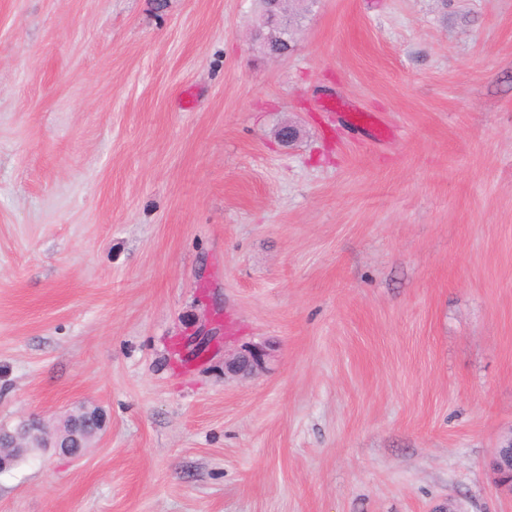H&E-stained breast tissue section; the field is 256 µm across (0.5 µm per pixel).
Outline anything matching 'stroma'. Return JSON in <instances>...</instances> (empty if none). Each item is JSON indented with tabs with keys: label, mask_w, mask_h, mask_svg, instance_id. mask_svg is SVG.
I'll return each instance as SVG.
<instances>
[{
	"label": "stroma",
	"mask_w": 512,
	"mask_h": 512,
	"mask_svg": "<svg viewBox=\"0 0 512 512\" xmlns=\"http://www.w3.org/2000/svg\"><path fill=\"white\" fill-rule=\"evenodd\" d=\"M257 10L0 0V512H512V0ZM105 426L102 412L96 408H79L63 419V432L56 433L59 438L52 443V432L38 417L21 418L12 428L0 426L1 437L8 435L13 439L8 451L0 449V472L10 469L15 461L27 455L31 448H55L59 455L79 458L83 455L88 442L99 436ZM491 466L497 475L500 486L512 492V437L504 445L496 448L491 459Z\"/></svg>",
	"instance_id": "35a3bbf8"
}]
</instances>
